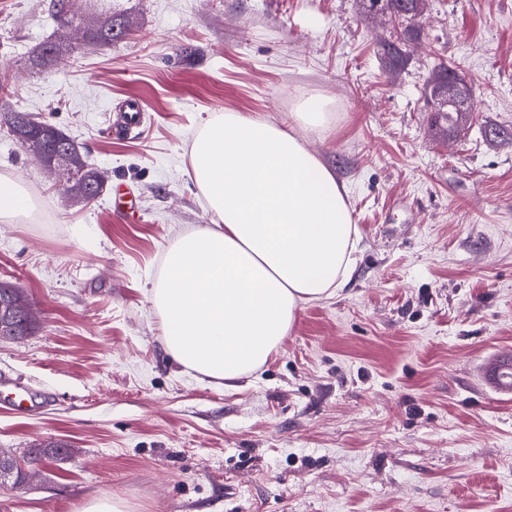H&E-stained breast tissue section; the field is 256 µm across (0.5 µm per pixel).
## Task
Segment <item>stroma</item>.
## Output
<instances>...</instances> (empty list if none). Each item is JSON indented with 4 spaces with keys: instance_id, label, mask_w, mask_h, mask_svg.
<instances>
[{
    "instance_id": "obj_1",
    "label": "stroma",
    "mask_w": 512,
    "mask_h": 512,
    "mask_svg": "<svg viewBox=\"0 0 512 512\" xmlns=\"http://www.w3.org/2000/svg\"><path fill=\"white\" fill-rule=\"evenodd\" d=\"M54 0H0V102L52 123L104 173L64 199L0 127V175L37 222L0 223V281L37 320L0 342V449L70 453L0 512H512V393L475 368L512 347V0H430L402 27L361 0H73L111 18V46L41 59ZM475 90L464 135L431 126L439 63ZM333 103L326 131L293 100ZM137 104L142 125L119 135ZM259 115L295 131L348 192L357 264L309 302L257 371L218 382L164 349L150 290L179 236L211 221L191 171L200 126ZM83 512H125L123 502L110 494H96L88 499Z\"/></svg>"
}]
</instances>
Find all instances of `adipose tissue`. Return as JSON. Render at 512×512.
Wrapping results in <instances>:
<instances>
[{
	"label": "adipose tissue",
	"instance_id": "1",
	"mask_svg": "<svg viewBox=\"0 0 512 512\" xmlns=\"http://www.w3.org/2000/svg\"><path fill=\"white\" fill-rule=\"evenodd\" d=\"M191 164L214 220L172 245L151 302L173 359L233 381L277 352L302 304L346 282L358 228L344 184L264 118L214 115Z\"/></svg>",
	"mask_w": 512,
	"mask_h": 512
}]
</instances>
